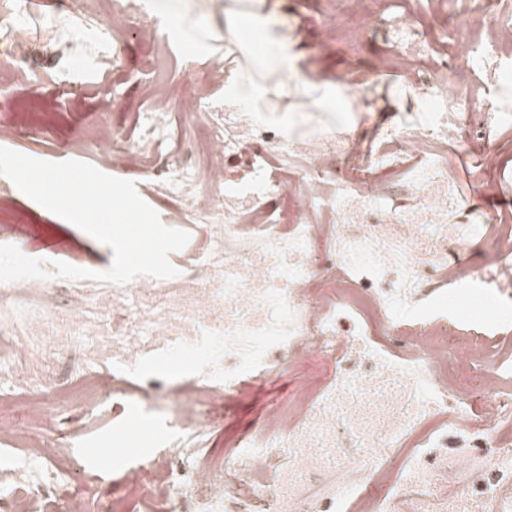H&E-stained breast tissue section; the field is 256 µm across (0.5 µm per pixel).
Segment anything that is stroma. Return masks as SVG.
<instances>
[{
	"label": "stroma",
	"mask_w": 512,
	"mask_h": 512,
	"mask_svg": "<svg viewBox=\"0 0 512 512\" xmlns=\"http://www.w3.org/2000/svg\"><path fill=\"white\" fill-rule=\"evenodd\" d=\"M148 2L145 15L172 33L165 51H156L148 41L129 34L113 40L111 65L83 59L67 82L59 80L50 64H23L6 77L4 88L19 110L1 111L0 124L13 130L8 148L48 161L78 157L96 163L94 151L78 154L73 145L99 120L100 85L108 83L112 118L123 124L128 143L126 155L110 168V175L134 181L162 223L189 231L192 244L206 236L203 219L183 209L176 197L148 189L142 176L146 153L167 148L165 130L146 110L155 83L190 90L212 64L222 63L228 78L209 91L208 100L247 106L286 135L293 131L286 114L265 113L264 100L288 93L289 112L314 108L320 114V131L351 135L353 157L339 161L338 166L352 181L372 173L370 159L379 133L413 109L404 97L405 79L389 41V25L400 11L398 0H370L368 7L381 23L373 34L361 33L353 19L342 16L339 0ZM244 13L254 29L270 30V37L242 42L239 17ZM345 72L367 79L363 95L372 105L369 113L354 111L352 103L339 95L335 78ZM287 74L297 79L289 90L283 83ZM487 151L494 153L495 163L479 167L478 159ZM448 159L461 198H471L479 183L490 181L497 184L499 195L483 203L489 216L504 219L512 213V105L500 121L485 126L482 138L449 147ZM0 244L15 245L30 257L92 271L109 268L113 256L111 248L64 223L17 189L0 196ZM300 374L295 368L259 377L217 409L219 424L210 436L208 458L223 459L225 438L254 429L270 402L288 397ZM168 421V404L162 398L130 397L116 417L111 396H103L99 411L75 437L73 453L62 465L73 487L85 493L90 512H128L131 494L125 471L165 453Z\"/></svg>",
	"instance_id": "stroma-1"
}]
</instances>
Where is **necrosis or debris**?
Listing matches in <instances>:
<instances>
[{
	"mask_svg": "<svg viewBox=\"0 0 512 512\" xmlns=\"http://www.w3.org/2000/svg\"><path fill=\"white\" fill-rule=\"evenodd\" d=\"M477 4L485 27L470 28L460 10L467 38L453 49L445 19L424 28L411 8L396 18L391 43L405 93L421 109L381 135L374 166L401 178L399 197L378 177L356 188L340 176L334 160L347 153L345 140L304 123L286 140L233 102L205 114L202 92L159 90L150 112L177 143L183 124L198 123L200 158L173 171L154 153L143 176L208 220L202 255L181 262L175 278L97 293L93 324L51 304L50 281L6 284L0 384L28 423L0 417V442L42 449L53 464L67 454L68 438L50 432L97 402L67 387L65 360L75 371L110 373L113 398L135 390L171 400L180 443L126 474L147 512H512V381L504 377L512 337L452 288L481 282L492 307L512 311V226L486 221L480 202L492 184L480 183L472 202L452 194L446 151L470 135L480 92L504 77L498 60L512 39V0ZM100 17L107 32L153 35L139 0H62L56 21L39 27L20 0H0V69L26 62L31 30L56 65L73 68ZM235 166L291 200V220L248 223L255 199L224 190ZM481 238L487 249L468 263V245ZM404 301L417 317L400 316ZM182 354L196 359L197 373L129 376L138 364ZM314 356L334 361L331 383L300 377L288 404L233 438L222 462L196 459L215 409L243 382ZM459 483L468 497L451 493ZM0 485L8 490L0 512H89L59 473L47 482L7 473Z\"/></svg>",
	"mask_w": 512,
	"mask_h": 512,
	"instance_id": "obj_1",
	"label": "necrosis or debris"
}]
</instances>
